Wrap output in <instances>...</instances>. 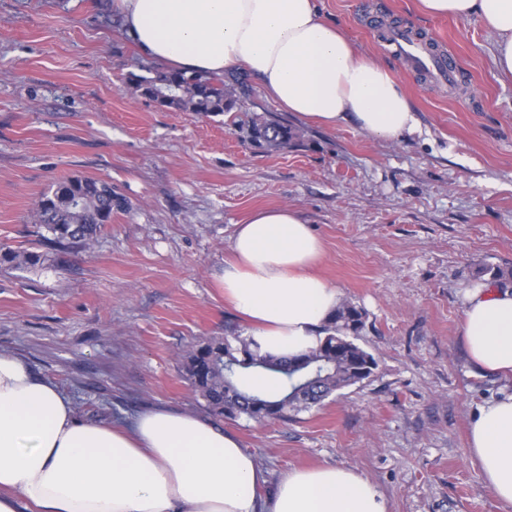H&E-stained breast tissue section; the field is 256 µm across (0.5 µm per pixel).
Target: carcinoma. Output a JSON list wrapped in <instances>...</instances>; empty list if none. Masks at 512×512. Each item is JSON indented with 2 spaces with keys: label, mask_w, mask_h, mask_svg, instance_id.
<instances>
[{
  "label": "carcinoma",
  "mask_w": 512,
  "mask_h": 512,
  "mask_svg": "<svg viewBox=\"0 0 512 512\" xmlns=\"http://www.w3.org/2000/svg\"><path fill=\"white\" fill-rule=\"evenodd\" d=\"M141 94L162 106L183 112H230L245 94L243 82L224 76L173 73L130 78ZM301 138L299 130L281 120L265 118L253 125L251 140L273 149L286 148ZM112 182L68 178L56 182L37 203V220L56 246L89 244L112 220ZM37 252L0 250V266L30 267L43 263ZM365 325L362 309L343 303L325 327L320 345L293 359L259 353L250 337H213L183 357V369L193 390L217 415L254 420H283L320 403L334 392L369 378L377 362L356 343ZM261 369L276 375L281 394L276 398L244 387L245 375Z\"/></svg>",
  "instance_id": "obj_1"
}]
</instances>
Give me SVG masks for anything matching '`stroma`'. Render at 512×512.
I'll return each mask as SVG.
<instances>
[{
    "instance_id": "obj_1",
    "label": "stroma",
    "mask_w": 512,
    "mask_h": 512,
    "mask_svg": "<svg viewBox=\"0 0 512 512\" xmlns=\"http://www.w3.org/2000/svg\"><path fill=\"white\" fill-rule=\"evenodd\" d=\"M412 100L418 133L387 143L281 111L255 80L230 112L165 108L129 83L143 59L102 0H0V248L46 254L0 266V349L109 423L151 407L207 415L180 353L241 321L217 276L235 225L256 209L301 212L324 244L318 272L365 313L357 342L374 374L291 420L222 418L271 481L345 465L389 512H500L470 459L478 406L512 380L474 373L458 344L463 291L512 269V83L478 18L434 17L418 0H319ZM421 32L456 57L442 86L387 52L374 19ZM303 131L269 152L257 117ZM79 176L126 201L90 247L39 244L41 194Z\"/></svg>"
}]
</instances>
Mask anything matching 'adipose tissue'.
Listing matches in <instances>:
<instances>
[{"mask_svg":"<svg viewBox=\"0 0 512 512\" xmlns=\"http://www.w3.org/2000/svg\"><path fill=\"white\" fill-rule=\"evenodd\" d=\"M139 54L165 72L241 71L294 117L348 123L397 143L415 134L413 104L388 67L357 54L317 0H108ZM432 16L477 17L492 63L512 82V0H421ZM218 278L224 306L261 353L315 348L341 294L314 268L323 243L298 210L256 211L236 225ZM460 342L479 372L512 377V289L464 291ZM470 457L512 512V395L481 405ZM389 512L355 469H295L271 481L238 436L187 411L155 407L112 425L78 418L75 402L17 354L0 350V512Z\"/></svg>","mask_w":512,"mask_h":512,"instance_id":"adipose-tissue-1","label":"adipose tissue"}]
</instances>
